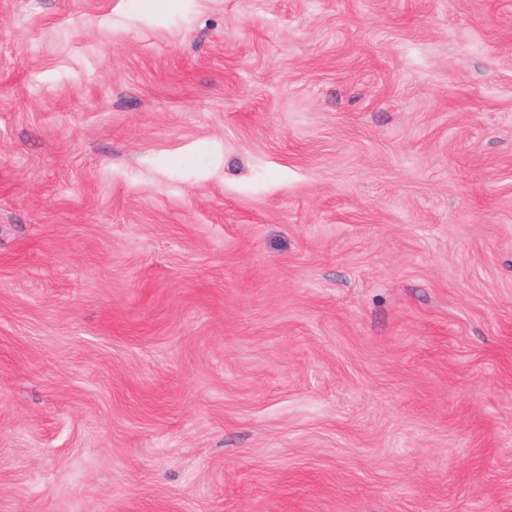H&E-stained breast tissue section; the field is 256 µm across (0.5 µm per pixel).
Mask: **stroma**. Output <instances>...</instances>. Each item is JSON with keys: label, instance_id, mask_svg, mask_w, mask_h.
Segmentation results:
<instances>
[{"label": "stroma", "instance_id": "stroma-1", "mask_svg": "<svg viewBox=\"0 0 512 512\" xmlns=\"http://www.w3.org/2000/svg\"><path fill=\"white\" fill-rule=\"evenodd\" d=\"M0 512H512V0H0Z\"/></svg>", "mask_w": 512, "mask_h": 512}]
</instances>
